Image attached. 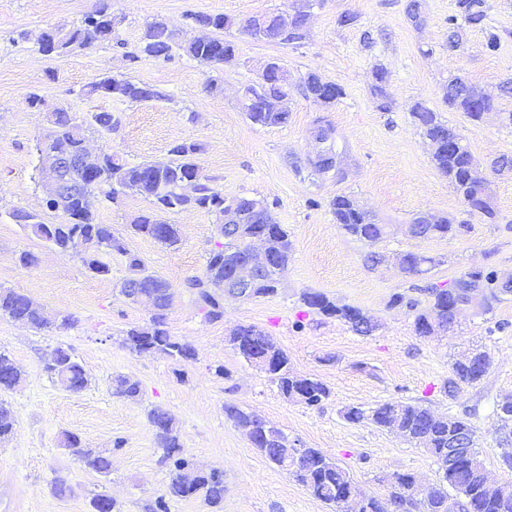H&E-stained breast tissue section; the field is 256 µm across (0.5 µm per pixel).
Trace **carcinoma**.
Masks as SVG:
<instances>
[{
  "mask_svg": "<svg viewBox=\"0 0 512 512\" xmlns=\"http://www.w3.org/2000/svg\"><path fill=\"white\" fill-rule=\"evenodd\" d=\"M228 16L224 14H197L192 17L195 25L211 26L218 33L216 42H184L161 20L146 24L140 53L153 58H169L176 51L198 59L203 55L214 56V62L223 64L229 58H235L233 42L224 39ZM120 18L112 13L108 0H99L94 10L86 13L80 24L68 31L57 30L47 34L48 38L60 36L59 52L64 53L83 45L91 47L112 41ZM477 29L485 36V47L494 52L501 42L499 30L490 25L486 0H456L455 12L448 16V49L454 48L459 40L458 33L463 27ZM374 94L379 97L378 108L389 111L385 99L384 84L387 73L378 68L374 72ZM113 78H99L87 87L90 96H101L140 102L151 96L155 99L166 97L162 91L145 84L136 83L120 77L119 91H112ZM306 99L318 104L320 98L335 104L344 96L343 88L332 82H323L313 75L302 81ZM446 92H454L448 106L461 111L478 122L481 112L494 107V96L476 91L470 84L457 76L448 77ZM414 124L421 133L438 136L441 143L434 148L432 163L438 172L448 179L453 191L466 205L469 213H478L488 222L494 223L497 211L482 205L476 195L479 189L469 179L468 169L474 157L470 148L465 146L457 151H448V140L457 132L443 121L439 114L418 103L412 111ZM250 123L261 127L282 126L284 122L269 112L251 110L246 113ZM117 124L110 112H95L90 120L82 125L74 121L69 112L57 110V119L52 130V147L59 152H76L80 149L88 130L98 133L110 132ZM202 152V145L194 140H182L169 149L170 159L166 162L131 164L115 153L104 157L102 172L90 182V192H105V197L114 204L121 203L126 197L139 194V183L144 178L153 179L160 188L156 198L149 200L150 207L142 213L138 223L131 225L132 232L154 241L164 239L168 246L180 241V228L159 219V214L178 212L186 209L204 210L215 218L224 212V194L212 184V179L203 175L196 159ZM199 176L197 195L187 200L178 193L180 182L187 176ZM331 213L337 224L350 236L370 247L364 255L367 264L373 262L379 252L372 250L383 240V233L377 225L370 223L369 217L352 208V199L346 194H337L329 200ZM65 221L61 224H44L34 214H22V210L9 212V218L36 237L60 249L82 243L83 252L79 254L84 267L94 275H107L109 266L100 255L116 252L125 257L127 275L119 282L120 294L130 287L141 286L152 303L155 316L146 325L132 326L125 331L122 345L135 353L159 351L177 362L194 359V350L171 336L165 328L163 312L170 304L164 279L149 271L145 262L125 247L122 239L115 236L112 225L97 222L96 214L85 211L79 202L73 201L62 211ZM242 232L256 229L269 231L272 240L271 249L276 258L275 268L270 271L255 288L252 297H268L277 292L276 285L280 275L288 267L291 254V242L287 231L274 223L270 206L258 213L244 211L241 218ZM462 225L451 222L446 216L438 218L433 224L426 225L428 237H445L457 232ZM224 242L208 253L202 276L189 281V288L196 295L205 317L210 321L224 318V298L209 287V280L217 276H226L237 260V238L227 233L222 235ZM404 259L409 266V275L419 276L422 266L438 265L434 257L422 252L407 251ZM497 271L488 269L472 270L454 280L456 298L448 297V289L436 284L412 285L411 289L422 292L430 298L431 311L416 314L414 327L424 323L446 330L455 325L457 314L456 301L464 302L472 292L487 295L488 302L500 300L502 289ZM300 301L310 311L335 316L347 324L358 336H369L378 327L374 318L362 310L339 305L321 292L306 291ZM0 316L22 321L35 329L49 327L41 309L26 295L11 289H0ZM233 349L252 366L266 360L269 368L265 370L269 380L275 384L280 394L289 401H296V394L305 396L303 404L318 407L330 397V389L321 380L295 372L288 354L282 350L263 330L254 325H240L230 335ZM474 357L470 360L457 358L451 363V377L443 385V393L454 397L461 385H474L480 382L490 366L489 354L480 347L472 349ZM47 374L56 379L66 390L77 393L88 385V379L82 365L72 351L58 346L52 351V362L46 364ZM20 379V372L10 358L0 353V391L12 389ZM113 394L125 399L135 400L141 389L136 381L117 377L112 381ZM224 413L234 424L247 431L254 447L270 462L287 470L296 482L304 486L312 496L321 502L336 507V512H380L379 500L370 497L358 501L355 505H343L344 498L353 486L349 473L333 462L321 450L304 446L302 451L289 447L288 434L278 428L270 427L265 420H258L251 412L234 405L224 406ZM343 418L351 423L368 422L376 427L398 429L407 442L423 448L438 467L439 478L428 485L421 484L418 477L409 472H397L386 478L389 488L388 499L392 512H448L458 506L473 508L474 512H512V486H492L488 482L483 462L479 459L477 447L469 450L464 460L448 459V436L452 433H475L474 426L464 417H438L419 402L389 401L373 407H349L343 411ZM148 421L154 431L158 448L162 450L161 463L169 471V483L166 494L158 497L149 506L150 512H167V499L199 498L211 508H218L224 502V474L219 471L202 472L194 468L191 461L183 457L179 437L173 419L160 406L148 411ZM15 426V418L9 407L0 401V440L9 437ZM63 445L71 449L84 468L99 475H108L111 461L108 456L82 447L80 438L74 433H66Z\"/></svg>",
  "mask_w": 512,
  "mask_h": 512,
  "instance_id": "1",
  "label": "carcinoma"
}]
</instances>
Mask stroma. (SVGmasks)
Wrapping results in <instances>:
<instances>
[{"instance_id":"1","label":"stroma","mask_w":512,"mask_h":512,"mask_svg":"<svg viewBox=\"0 0 512 512\" xmlns=\"http://www.w3.org/2000/svg\"><path fill=\"white\" fill-rule=\"evenodd\" d=\"M97 0H0V288L25 294L40 304L47 319L70 314L74 325L36 331L0 318V352L22 372L20 383L0 399L16 425L0 442V512H91L90 501L104 493L121 512H148L164 493L168 472L148 423L160 406L172 415L184 456L203 471L224 473L220 512H331L249 442L224 413L228 404L253 412L346 468L361 497L387 495L384 476L414 472L436 478V466L423 449L398 434L372 425L351 424L342 412L387 401L421 402L442 416L470 415L489 478L511 482L512 469L501 459L496 404L512 397V295L492 310H468L447 335L421 337L414 314L393 307V293L406 291L400 274L402 252L419 251L438 259L429 282L446 285L475 267H492L512 277V170L489 175L499 212L497 223L467 213L448 181L431 162V147L416 129L411 110L423 103L461 134L480 169L500 155L512 156V125L499 113L512 112V95L498 87L512 79V0H487L492 24L508 30L499 49L486 51L480 31L464 32L460 51L448 53V17L456 0H420L426 25L414 29L408 0H313L312 16L300 42L258 41L243 32L252 16L291 9L292 0H112L121 19L113 41L61 56H46L39 39L48 28H71ZM199 13L235 20L225 37L234 42L238 62L209 67L175 54L169 59L139 56L146 23L161 20L183 38L199 35L191 17ZM354 15L348 26L341 15ZM280 59L297 85L310 72L339 84L344 96L322 107L293 91L287 125L258 127L239 108L238 92L258 80L268 58ZM387 72L391 106L383 112L372 91L376 67ZM125 75L161 89L165 98L128 102L86 95L90 82ZM464 76L479 90L494 93L495 112L479 123L449 109L443 89L449 76ZM44 104L33 108L30 94ZM65 107L76 119L107 111L118 123L93 134L92 151L114 152L128 162L165 161L172 144L199 142L202 173L225 197L250 195L268 202L276 223L288 232L292 256L277 295L260 300L224 301V318L208 321L188 286L202 275L218 240L213 215L197 209L166 214L179 225L172 248L130 233L135 215L148 206L142 196L113 206L97 197L100 223L111 225L128 249L161 275L173 294L166 315L171 336L192 346L196 358L178 363L159 352L133 353L120 339L133 325L149 323L150 310L128 303L118 284L124 259L107 256L110 272L96 276L80 259L54 248L14 224L8 214L24 209L47 224L63 220L44 201L36 144L48 116ZM332 126L342 154L338 172L312 174L306 160L317 144L315 127ZM340 193L352 198L388 233L377 249L386 260L364 261L365 246L345 234L329 208ZM419 213L448 215L466 231L443 238H411L405 226ZM34 252L37 266L19 264L22 251ZM326 294L338 304L376 318L370 336L354 335L340 320L306 312L300 296ZM240 325L267 332L284 349L293 368L321 379L331 395L322 407L286 400L263 372L248 365L228 342ZM70 347L83 366L87 387L78 393L50 380L43 365L51 350ZM472 346L485 347L490 367L483 380L462 386L456 397L441 387L451 359ZM138 381L142 395L132 401L114 396L113 377ZM77 434L84 447L108 451L112 470L100 477L83 468L62 443ZM122 448H115V440ZM64 482V493L55 485Z\"/></svg>"}]
</instances>
